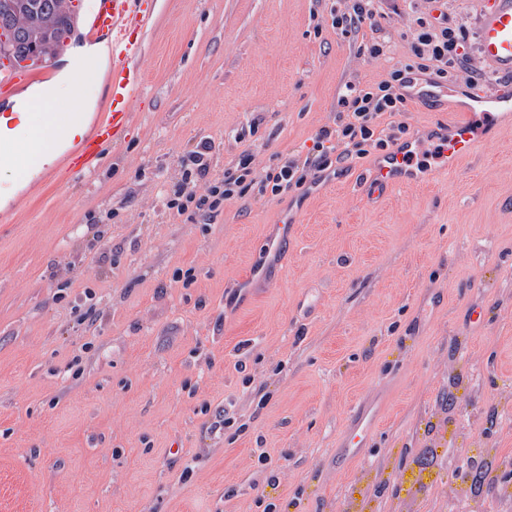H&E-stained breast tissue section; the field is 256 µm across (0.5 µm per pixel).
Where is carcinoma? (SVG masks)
<instances>
[{
	"label": "carcinoma",
	"instance_id": "cac0c4a2",
	"mask_svg": "<svg viewBox=\"0 0 512 512\" xmlns=\"http://www.w3.org/2000/svg\"><path fill=\"white\" fill-rule=\"evenodd\" d=\"M75 13L72 0H0V53L15 61L56 53L64 39L71 35ZM480 464L486 496L497 497L499 481L512 478V471L495 474L477 457L467 467Z\"/></svg>",
	"mask_w": 512,
	"mask_h": 512
}]
</instances>
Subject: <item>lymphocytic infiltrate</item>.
Returning a JSON list of instances; mask_svg holds the SVG:
<instances>
[{
  "label": "lymphocytic infiltrate",
  "mask_w": 512,
  "mask_h": 512,
  "mask_svg": "<svg viewBox=\"0 0 512 512\" xmlns=\"http://www.w3.org/2000/svg\"><path fill=\"white\" fill-rule=\"evenodd\" d=\"M376 3L342 0L341 7L330 12L333 28L344 34H362L360 48L372 58L387 51ZM465 38L460 27H423L410 45V63L393 67L378 83L345 85L337 99L335 126L321 128L305 154L277 156L265 170L256 169L253 151L246 145L235 163L225 168L222 178H210L208 157L213 145L201 143L199 150L183 159V178L167 194V208L210 218L223 209L225 202L248 197L276 199L303 188L335 163L389 149L408 132L405 123L393 124L389 118L406 111L412 74L429 72L437 82L456 81L465 69Z\"/></svg>",
  "instance_id": "lymphocytic-infiltrate-1"
}]
</instances>
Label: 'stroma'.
<instances>
[{
    "label": "stroma",
    "instance_id": "stroma-1",
    "mask_svg": "<svg viewBox=\"0 0 512 512\" xmlns=\"http://www.w3.org/2000/svg\"><path fill=\"white\" fill-rule=\"evenodd\" d=\"M335 5L159 0L128 141L0 227V512H344L370 468L408 490L402 449L430 447L416 512H448L450 467L487 444L512 460V126L436 172L447 105L413 98L426 183L367 202L365 157L210 220L165 205L202 141L214 178L252 124L257 169L305 153L346 83L408 63L420 23L464 27L484 68L482 0H379L376 59ZM376 393L363 457L337 456Z\"/></svg>",
    "mask_w": 512,
    "mask_h": 512
}]
</instances>
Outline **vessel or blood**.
Returning <instances> with one entry per match:
<instances>
[{"label":"vessel or blood","instance_id":"1","mask_svg":"<svg viewBox=\"0 0 512 512\" xmlns=\"http://www.w3.org/2000/svg\"><path fill=\"white\" fill-rule=\"evenodd\" d=\"M159 0H92L89 10L77 12L73 34L83 42H107L112 65L107 74L106 94L97 111L72 115L45 112L29 132L33 152L55 149L46 162L0 183V225L11 224L27 199L41 187L63 185L73 175L94 173L110 151L127 141L133 115L139 111L145 89L144 37ZM478 52L496 74L508 77L507 85L495 90L471 89L466 116L450 125L437 138V160L441 169L452 170L472 155L477 143L486 141L501 122L512 117V0H485L478 24ZM59 56L37 57L26 67L0 58V92L21 91L49 80ZM20 113L0 106V162L11 158ZM418 143L406 141L378 155L369 176L367 200L383 197L389 190L420 179L415 163ZM375 426L367 419L352 428L344 453L359 457L367 447Z\"/></svg>","mask_w":512,"mask_h":512}]
</instances>
